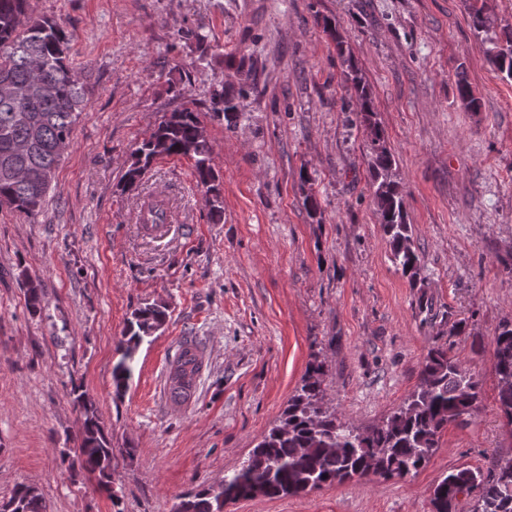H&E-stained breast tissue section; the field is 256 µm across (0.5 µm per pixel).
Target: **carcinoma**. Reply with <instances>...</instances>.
Here are the masks:
<instances>
[{"instance_id":"1","label":"carcinoma","mask_w":512,"mask_h":512,"mask_svg":"<svg viewBox=\"0 0 512 512\" xmlns=\"http://www.w3.org/2000/svg\"><path fill=\"white\" fill-rule=\"evenodd\" d=\"M471 27L481 43L490 69L512 80V35L501 39L492 33L485 7L472 6ZM343 57L341 80L353 85L360 121L371 130L370 174L381 224L389 236L393 257L403 275L416 279L419 258L413 247L398 183L393 180L394 159L384 132L373 121L374 104L359 71L346 52L342 36L325 23ZM67 33L57 23L30 17L27 0H0V84L19 88L20 96H0V201L35 215L42 209L61 161L58 146L72 144L79 111L84 104L82 76L69 63ZM212 145L199 113L185 108L170 113L151 136L134 150L123 180L137 185L151 164L171 155L194 159L196 184L209 204L210 218L221 221L223 198L218 175L211 165ZM27 307L41 311L40 285L29 279ZM167 308L156 303L135 309L116 343L119 355L112 366L116 396L126 391L133 364L143 341L162 328ZM198 346L181 344L171 363L172 388L180 390L198 377L203 363L196 360ZM492 369L497 379L498 409L503 425L512 432V323L502 325L494 339ZM324 365L314 358L301 385L288 399L277 424L265 433L241 468L214 487L209 485L185 495L175 512H224L239 499L258 496H297L322 485L341 484L371 475L403 478L418 472L438 448L440 434L449 423L471 415L481 390V380L448 350L431 349L419 373V383L392 414L355 435L341 424L336 413L322 411ZM83 423L79 464L111 490L112 442L104 430L93 401L73 390ZM480 489V512H512V469H498L492 459L486 470L462 467L436 484L430 503L433 512H457L459 495ZM0 512H46L43 498L33 485L15 488Z\"/></svg>"}]
</instances>
